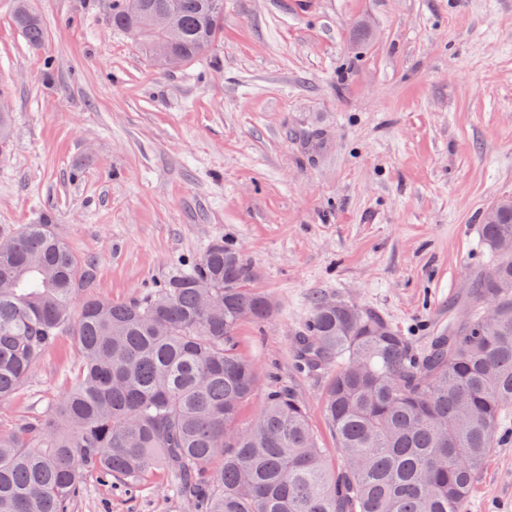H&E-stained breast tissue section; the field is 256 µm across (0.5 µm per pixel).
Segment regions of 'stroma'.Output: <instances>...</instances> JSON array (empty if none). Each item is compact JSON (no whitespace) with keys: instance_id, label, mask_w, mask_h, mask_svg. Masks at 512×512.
<instances>
[{"instance_id":"35a3bbf8","label":"stroma","mask_w":512,"mask_h":512,"mask_svg":"<svg viewBox=\"0 0 512 512\" xmlns=\"http://www.w3.org/2000/svg\"><path fill=\"white\" fill-rule=\"evenodd\" d=\"M0 0V233L53 219L124 302L236 243L276 312L239 349L287 380L328 438L326 375L290 340L323 291L379 311L424 345L467 313L490 258L482 213L512 197V0H224L211 57L157 69L113 30L109 0H29L31 48ZM64 337L0 408V433L74 383ZM74 512H187L167 476L135 494L85 473ZM470 512H512V442L494 449Z\"/></svg>"}]
</instances>
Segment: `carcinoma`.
Here are the masks:
<instances>
[{"label":"carcinoma","instance_id":"cac0c4a2","mask_svg":"<svg viewBox=\"0 0 512 512\" xmlns=\"http://www.w3.org/2000/svg\"><path fill=\"white\" fill-rule=\"evenodd\" d=\"M111 0L108 20L135 26L157 66L160 43L191 62L224 34L209 0ZM174 17L161 35L150 16ZM32 47L45 32L16 0ZM482 219L495 256L468 293L464 322L424 348L379 312L314 293L291 338L296 372H326L323 414L335 448L320 445L285 381L242 417L261 382L239 350L246 324L272 317L255 267L224 240L127 302L95 292L96 270L50 224L0 234V404L10 401L63 336L74 338L73 387L42 416L0 434V512H72L83 475L125 494L154 468L191 512H470L471 493L512 415V197ZM340 464L331 470L326 456Z\"/></svg>","mask_w":512,"mask_h":512}]
</instances>
